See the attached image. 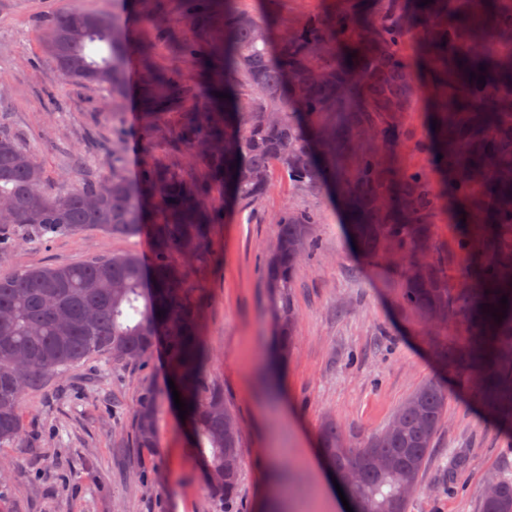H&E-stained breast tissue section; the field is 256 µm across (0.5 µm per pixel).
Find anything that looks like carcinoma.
Wrapping results in <instances>:
<instances>
[{"label": "carcinoma", "instance_id": "1", "mask_svg": "<svg viewBox=\"0 0 512 512\" xmlns=\"http://www.w3.org/2000/svg\"><path fill=\"white\" fill-rule=\"evenodd\" d=\"M420 2L348 0L275 40L249 13L213 14L208 0H186L192 22L211 30L208 40L182 45L209 64L204 84L211 106L184 113L176 139L194 150L210 146L199 153L202 178L149 166L132 182L116 153L112 170L48 194L35 154L0 131V197L15 205L11 223H0V251L23 232L93 227L131 235L144 224L153 247L149 268L138 254L121 253L0 276V444L19 443L22 400L43 380L92 356L144 360L160 346L188 407L190 448L203 483L211 498L232 500L243 466L241 429L224 386L209 375L201 304L175 258L206 246L214 186L248 204L266 193L275 169L297 195L331 189L365 257L402 254L410 266L403 303L429 319L441 311L462 323L466 343L443 349L444 363L460 384L475 388L489 414L512 421V362L504 353L512 344V0ZM50 27L59 41L48 52L64 76L121 94L128 43L119 15L66 8ZM414 31L423 38V86L402 51ZM143 54L142 118L151 135L163 113L184 108L197 82L156 69L149 48ZM472 72L485 76V85ZM420 95L437 121L427 147L442 155L435 161L439 191L428 174L394 171L383 156L403 136L396 115L410 111ZM91 197L99 201L95 208L86 204ZM444 200L455 223L464 224L457 247L470 259L462 276L467 291L455 296L448 292L445 256L432 251V225ZM318 223L314 210L285 211L262 267L284 360L297 324L294 276L317 250L311 232ZM504 295L506 317L497 322L492 312ZM447 406L448 391L426 382L362 448L325 422L322 452L347 480L359 512H407ZM158 407V394L143 391L131 418L133 447L156 448ZM491 483L499 494L489 499L479 490L480 512H512V467Z\"/></svg>", "mask_w": 512, "mask_h": 512}]
</instances>
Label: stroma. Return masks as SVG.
I'll return each instance as SVG.
<instances>
[{"instance_id": "stroma-1", "label": "stroma", "mask_w": 512, "mask_h": 512, "mask_svg": "<svg viewBox=\"0 0 512 512\" xmlns=\"http://www.w3.org/2000/svg\"><path fill=\"white\" fill-rule=\"evenodd\" d=\"M341 4L231 0L230 6L279 30L331 14ZM64 8L114 11L123 18L131 53L121 98L60 72L42 35ZM201 38L186 18L184 0H0V128L34 152L51 193L111 169L117 147L130 181H138L148 165L203 176L195 152L175 142L182 112L166 113L159 131L145 134L137 52L141 42H152L158 68L192 77L197 62L178 47ZM428 110L421 98L404 113V139L393 159L399 167L432 174L435 161L424 147ZM210 202L217 216L211 239L199 258L181 265L201 299L209 373L223 384L242 429L237 497L222 505L207 494L185 425L166 397L170 376L157 350L140 364L88 358L25 395V434L20 444L0 446V459L9 464V512H256L271 448L283 451L280 471L292 492L289 512H333L308 461L324 422L335 420L353 444H366L421 383L433 380L448 388V412L407 512H479L480 488L512 462V427L487 414L472 390L440 363L442 348L462 342L463 326L430 322L404 307L402 264L363 258L328 191L294 196L276 171L257 203L228 202L220 188L213 189ZM291 204L318 210L321 222L312 231L319 242L315 255L296 270L297 327L283 366L261 265ZM458 235V225L438 212L433 244L447 256L453 279L467 263L456 248ZM124 252L151 262L148 231L120 236L89 228L23 240L0 252V275ZM148 388L163 395L157 449L149 453L133 447L130 428Z\"/></svg>"}]
</instances>
